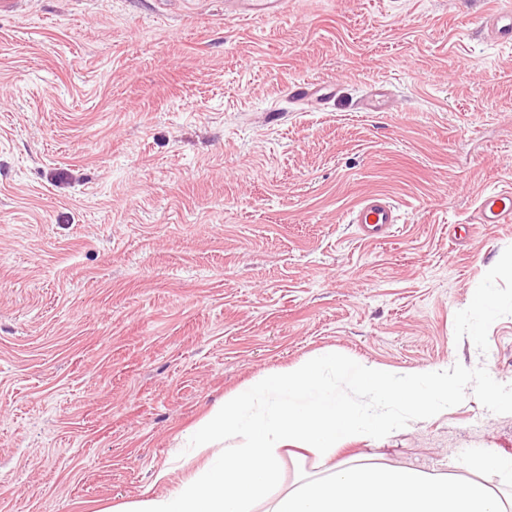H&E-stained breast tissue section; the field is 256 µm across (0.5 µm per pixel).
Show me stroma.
<instances>
[{
    "instance_id": "stroma-1",
    "label": "stroma",
    "mask_w": 512,
    "mask_h": 512,
    "mask_svg": "<svg viewBox=\"0 0 512 512\" xmlns=\"http://www.w3.org/2000/svg\"><path fill=\"white\" fill-rule=\"evenodd\" d=\"M489 0H15L0 11V512L169 494L183 433L322 352L467 380L447 411L357 440L462 475L512 456V48ZM293 81L332 82L315 110ZM386 112L362 111L371 84ZM389 196L391 237L348 213ZM497 304L473 318L471 299ZM166 482L155 483L160 469ZM285 0H227L228 9L237 17L253 15L278 16L285 12ZM499 1V6L485 10L479 17L476 29L496 44L512 46V3ZM478 215L480 224H511L512 190L483 196L479 203Z\"/></svg>"
}]
</instances>
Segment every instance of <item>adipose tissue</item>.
I'll return each mask as SVG.
<instances>
[{"mask_svg":"<svg viewBox=\"0 0 512 512\" xmlns=\"http://www.w3.org/2000/svg\"><path fill=\"white\" fill-rule=\"evenodd\" d=\"M331 371L350 374L371 403L336 396L326 380ZM465 380L463 371L445 367L398 377L379 365L343 363L332 353L280 370L225 398L223 410L196 428L191 441L209 457L179 490L118 512H249L264 499L267 512H512V495L482 476L494 469L512 485V457L479 458L470 476L456 478L341 455L346 442L447 408ZM288 448L317 453L322 471L272 501Z\"/></svg>","mask_w":512,"mask_h":512,"instance_id":"1","label":"adipose tissue"}]
</instances>
